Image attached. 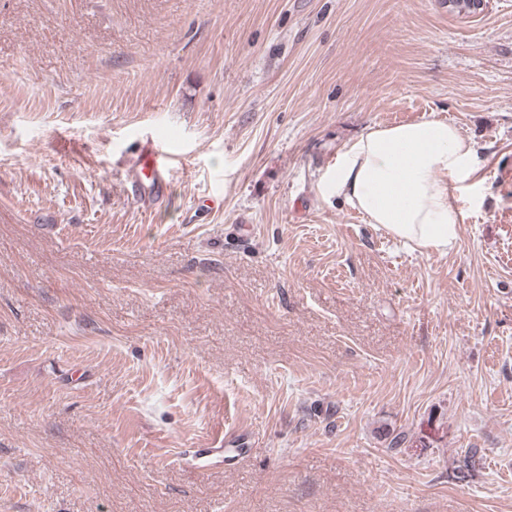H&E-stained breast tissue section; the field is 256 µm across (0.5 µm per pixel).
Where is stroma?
Returning a JSON list of instances; mask_svg holds the SVG:
<instances>
[{
    "label": "stroma",
    "instance_id": "obj_1",
    "mask_svg": "<svg viewBox=\"0 0 512 512\" xmlns=\"http://www.w3.org/2000/svg\"><path fill=\"white\" fill-rule=\"evenodd\" d=\"M422 118L445 255L321 193ZM0 512H512V0H0ZM129 158V167L134 174L131 192L144 206L160 202L170 190V172L174 155L158 139L135 141Z\"/></svg>",
    "mask_w": 512,
    "mask_h": 512
}]
</instances>
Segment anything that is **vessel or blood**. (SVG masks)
<instances>
[{"label":"vessel or blood","instance_id":"vessel-or-blood-1","mask_svg":"<svg viewBox=\"0 0 512 512\" xmlns=\"http://www.w3.org/2000/svg\"><path fill=\"white\" fill-rule=\"evenodd\" d=\"M174 156L168 147L156 139L136 143L129 158L134 174L131 192L144 206L160 202L170 190V172Z\"/></svg>","mask_w":512,"mask_h":512}]
</instances>
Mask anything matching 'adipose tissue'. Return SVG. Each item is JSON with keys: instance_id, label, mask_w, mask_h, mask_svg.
<instances>
[{"instance_id": "1", "label": "adipose tissue", "mask_w": 512, "mask_h": 512, "mask_svg": "<svg viewBox=\"0 0 512 512\" xmlns=\"http://www.w3.org/2000/svg\"><path fill=\"white\" fill-rule=\"evenodd\" d=\"M477 148L457 127L422 119L361 134L338 157L324 193L423 252L447 253L463 219L459 184Z\"/></svg>"}]
</instances>
